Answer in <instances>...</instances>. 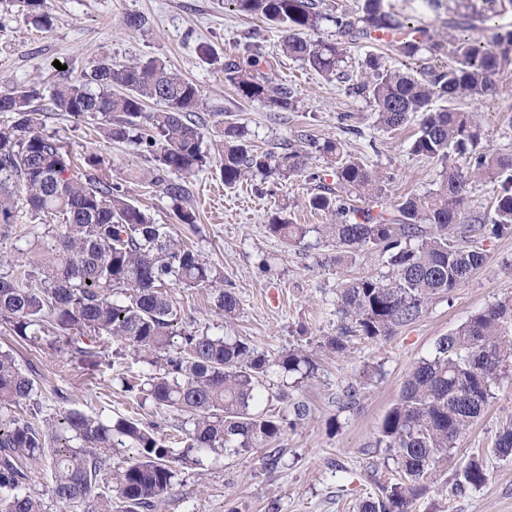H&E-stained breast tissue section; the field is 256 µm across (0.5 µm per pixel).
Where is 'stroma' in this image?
I'll use <instances>...</instances> for the list:
<instances>
[{"label": "stroma", "mask_w": 512, "mask_h": 512, "mask_svg": "<svg viewBox=\"0 0 512 512\" xmlns=\"http://www.w3.org/2000/svg\"><path fill=\"white\" fill-rule=\"evenodd\" d=\"M46 8L54 19L48 30L0 7V92L33 84L50 95L59 65L75 77L103 55L123 63L157 58L197 84L199 113L211 136H218L231 119L247 127L251 144L262 151L311 138L341 141L369 167L393 174L388 192L367 201L377 212L391 210L399 197L436 187L439 163L409 152L414 125L377 130L371 104L350 95L346 83L326 81L288 58L275 25L242 16L229 0H46ZM129 15L143 16L145 25L126 27L123 19ZM249 42L258 44L272 77L296 91L294 111L280 119H271L260 103L241 100L224 81L222 60L241 55ZM204 43L215 52L216 63L200 59L198 48ZM469 108L482 127L483 145L512 154V78H502L493 98ZM348 112L353 115L349 123L341 119ZM95 127L89 118L50 112L43 130L72 154L95 152L102 172L122 167L129 199L154 223L173 225L179 237L223 272L225 287L239 299L237 316L227 323L210 292L172 288L180 320L213 333L250 337L258 351L272 356L297 346L315 347L336 333L338 283L385 274L376 257L339 263L332 248L289 245L269 234L267 224L278 211L296 224L329 223L328 215L308 207L315 184L306 177H270L260 194L248 182L224 186L219 165H212L189 183L185 205L198 215L192 227L180 223L171 200L148 183L147 162L131 147L97 134ZM479 243L484 265L433 300L418 322L383 341H354L345 357L320 353L319 370L302 390L311 416L283 436L276 467L266 466L263 451L256 449L210 456L204 467L184 470L154 512H358L395 471L385 452L372 454L368 447L412 366L431 355L440 336L512 296V236L483 237ZM0 347L13 350L22 369L36 370L44 415H53L61 394L71 408L89 414L127 415L132 410L130 398L114 381L112 350H104L93 367L58 351L54 337L31 345L1 327ZM351 383L362 388L361 407L340 409L338 399ZM509 420L512 376L497 384L484 416L460 441L458 455L491 447ZM486 464L490 478L485 485L455 495L448 487L454 474L444 472L439 484L415 502L414 512H512V457L491 455Z\"/></svg>", "instance_id": "35a3bbf8"}]
</instances>
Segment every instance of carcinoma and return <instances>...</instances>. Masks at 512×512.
Wrapping results in <instances>:
<instances>
[{
	"instance_id": "obj_1",
	"label": "carcinoma",
	"mask_w": 512,
	"mask_h": 512,
	"mask_svg": "<svg viewBox=\"0 0 512 512\" xmlns=\"http://www.w3.org/2000/svg\"><path fill=\"white\" fill-rule=\"evenodd\" d=\"M43 29L53 25L44 0H3ZM250 18L277 25L281 49L328 80L349 79L348 49L377 34L391 36L405 65L391 67L380 56L365 62L351 94L372 104L375 124L391 131L418 122L409 153L440 162L436 188L411 195L390 211L376 213L353 199L385 193L392 177L349 154L338 140H309L305 149L291 142L279 152L249 145L238 122L224 124L222 138L207 148L204 122L197 115L196 84L156 59L117 63L99 59L79 78L61 76L48 104L39 92L16 87L0 93V245L8 238H37L38 259L13 264L0 274V325L22 341L46 333L70 355L95 366L99 349L112 342L146 366L142 377L119 376L124 392L173 415L174 440L154 424L128 415L102 417L61 407L38 417L37 386L13 354L0 351V512H44L39 494L27 489L31 470L50 467L49 495L87 512H150L184 469L201 466L218 451L274 448L309 416V407L288 392L314 378L315 352L293 348L272 357L250 341L179 325L168 292L177 282L186 289L212 290L224 282L170 225L154 223L124 190L118 168L98 173L100 159L74 165L70 151L41 131V113L66 112L100 120L102 135L126 143L150 164L149 184L176 204L183 224L196 213L182 206L189 178L205 170L216 150L227 187L276 175L289 179L306 172L316 152L334 168L336 186L318 185L311 209L331 223L311 227L274 216L269 233L300 243L311 232L336 248V261L372 254L388 267L384 275L360 276L337 288L336 335L321 345L338 357L354 339L386 340L417 322L429 304L483 265L485 254L459 241L478 230L495 237L512 235V155L480 149V126L456 102L492 96L498 78L512 73V29L492 20L512 8V0H461L448 14V41L434 36L416 15L393 10L389 0H359L350 8L326 10L322 0H231ZM335 27L336 39H314L322 24ZM224 60V81L237 95L271 112L294 109L292 87L261 71L260 53ZM448 57V63L433 61ZM437 99L448 106L433 107ZM453 153L469 155L467 171L448 165ZM497 185L494 217L469 222L466 204L474 181ZM45 217L40 233L31 221ZM217 289V288H215ZM215 306L235 318V292L219 288ZM512 368V298L471 317L439 337L433 354L410 371L402 392L370 444L383 448L397 479L364 501L360 512H413L417 499L437 476L455 466L451 490L461 494L489 480L480 451L456 458L453 449L484 415L493 385ZM279 377L277 390L267 385ZM275 400L273 409L262 403ZM491 451L512 456V425L498 431ZM123 456L112 469L110 460Z\"/></svg>"
}]
</instances>
